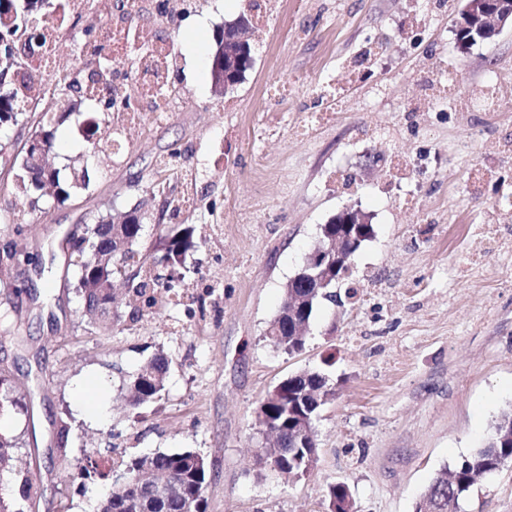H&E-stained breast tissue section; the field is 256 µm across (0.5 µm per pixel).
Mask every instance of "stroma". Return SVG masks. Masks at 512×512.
Returning a JSON list of instances; mask_svg holds the SVG:
<instances>
[{
  "label": "stroma",
  "mask_w": 512,
  "mask_h": 512,
  "mask_svg": "<svg viewBox=\"0 0 512 512\" xmlns=\"http://www.w3.org/2000/svg\"><path fill=\"white\" fill-rule=\"evenodd\" d=\"M264 32H251L254 66L216 94L214 37L253 17L251 0H189L185 10L146 15L157 35L178 40L171 118L127 133L112 158L87 155L80 128L88 106L60 118L53 151L61 177L83 156L91 181L62 203L29 215L14 206L16 175L0 170V249L29 262L0 266V368L19 408L0 413L36 492L26 512H96L107 473L133 458L190 448L208 463L207 512H329L327 484H347L355 512H414L444 466L485 440L512 406V253L493 254L475 273L460 256L471 224L489 203L512 211V109L482 117L484 91L512 95V30L459 46L454 24L466 0L424 12L422 0H272ZM452 76L467 109L436 114L424 98ZM331 84L335 98L323 96ZM419 109H410L411 101ZM331 120L304 127L308 113ZM181 158L158 177L157 162ZM419 163L411 178L387 172L390 158ZM491 170L482 199L467 176ZM197 206L161 218L185 172ZM351 176L343 189L335 175ZM144 206L140 249L161 256L181 227L194 229L187 285L210 284L204 300L159 292L150 310L115 283L123 319L109 331L88 325L77 276L61 253L65 235L88 219ZM366 213L375 235L352 258L358 294L323 302L305 349L288 355L264 339L289 278L339 210ZM436 227L419 236L418 213ZM22 234H15V225ZM169 360L160 400L132 407L126 384L154 354ZM336 395L316 421L317 464L288 479L256 455L255 412L279 381L324 367ZM95 459L82 486L64 473ZM460 512H512V463L478 482Z\"/></svg>",
  "instance_id": "1"
}]
</instances>
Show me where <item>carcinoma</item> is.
I'll return each instance as SVG.
<instances>
[{"label":"carcinoma","mask_w":512,"mask_h":512,"mask_svg":"<svg viewBox=\"0 0 512 512\" xmlns=\"http://www.w3.org/2000/svg\"><path fill=\"white\" fill-rule=\"evenodd\" d=\"M39 0H0V39L7 43L0 46V124L24 123L32 127L29 140H39L46 149H51L55 138L52 127L53 110L51 103L56 94H43L31 98L19 92L10 81L14 70L21 72L28 67L26 54L17 51L9 43H16L29 34L24 23L34 15L51 14L61 8V4L48 0V6H38ZM110 123L109 113L103 118L93 117L88 122L86 139L93 146L100 145L98 133L100 122ZM44 171L41 167H22L16 175V188L30 198L31 210L40 209V198L31 196V191L41 190ZM89 241L102 245L110 242L119 248L120 258L116 261L95 265L89 259V247L74 254V265L78 269V279L84 284H94L96 289L88 294L83 307V315L92 325L101 322L97 310L107 306L108 298L101 294L97 285L110 284L118 276L127 275V270L135 268L129 279L137 281L134 293L143 305L151 308L156 299L149 290L156 287L160 274L156 273L149 257L139 255L137 250L142 236V223L114 224L112 220L100 216L87 226ZM189 243L182 239L168 242L161 263H177L185 254ZM325 299L323 290L306 288L303 282L290 283L284 289V299L278 314L268 324L274 335L265 340L274 349L288 355L298 353L305 347L307 327L319 305ZM326 368L291 375L275 387L260 402L256 411L257 433L270 431L276 434V441L270 446H262L259 458L274 471L292 477H304L315 467L317 443L315 421L324 405L335 394V385ZM168 359L158 354L140 367L130 380L129 387L133 405L159 400L165 387ZM13 439L0 437V466H8L17 475L19 496H32L33 475L27 464L14 455ZM512 462V410H506L494 421L485 444L452 466L442 470L434 478L424 494L416 502L414 512H451L477 483L499 471ZM161 474L176 484V488L166 500L154 497L151 490L155 474ZM125 482L113 488L112 512H207L204 490L207 477V463L199 453L184 449L172 453H157L143 456L131 462L124 470ZM326 497L330 512H347L354 507L349 487L344 483H330L326 487Z\"/></svg>","instance_id":"cac0c4a2"}]
</instances>
